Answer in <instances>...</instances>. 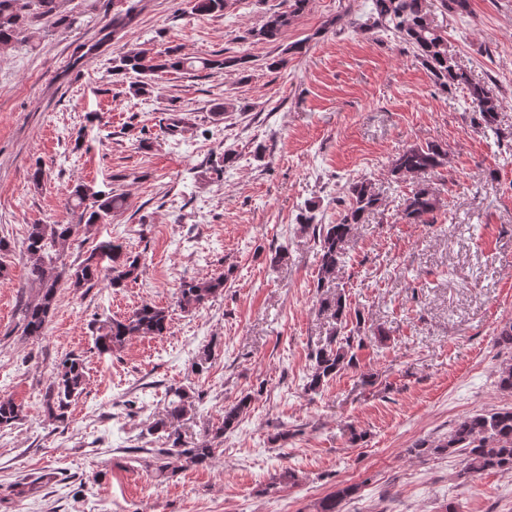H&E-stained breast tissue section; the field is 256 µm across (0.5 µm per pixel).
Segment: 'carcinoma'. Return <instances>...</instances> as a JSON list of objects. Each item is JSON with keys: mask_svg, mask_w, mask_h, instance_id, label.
I'll return each mask as SVG.
<instances>
[{"mask_svg": "<svg viewBox=\"0 0 512 512\" xmlns=\"http://www.w3.org/2000/svg\"><path fill=\"white\" fill-rule=\"evenodd\" d=\"M15 0H0V45H7L33 18L47 25H58L64 16L58 11L57 0H30L32 15L20 14ZM310 0H284V8L271 13L254 36L268 41L277 40L293 22L308 9ZM226 0H194L192 11L198 15H216L224 12ZM391 29L394 34L409 43L421 63L430 73L435 85L442 90L462 88L487 127L496 122V114L503 107L502 99L484 84L474 83L448 50V40L430 21L427 0H373V16L370 28ZM245 59L236 56L196 61L169 48L154 56L144 49L125 51L113 66V74L130 71L146 76L129 86L130 93L142 96L150 93V80L167 72L195 74L212 69L244 71ZM448 166V150L442 145H411L392 163L391 175L423 177ZM342 206L336 223L316 224L314 217L307 218L304 228L312 230L313 238L321 251V266L317 287L332 280L346 263L345 245L353 236L355 226L363 223L382 207V197L373 184L359 180L349 184L344 196L338 198ZM439 200L426 183H420L407 198L402 219L410 224H431ZM67 206L73 216L69 224H31L24 241L27 277L36 289V296L24 302L16 324L27 338H39L46 334L47 324L56 307L57 294L62 287L74 292L91 289L99 284L109 288H121L129 280H137L140 260L123 250V246L110 240L100 242L78 264H57L59 247L66 245L81 232L90 231L104 223L112 213L127 206V197L115 190L95 191L78 182L69 194ZM227 276L220 274L205 279L184 280L177 292L178 307L192 312L203 307L212 298L224 294ZM322 307L332 311L336 323L343 324L346 304L342 296L335 295L321 300ZM170 325L169 311L151 302H144L121 319L103 322L97 328L95 346L98 350L114 353L123 349L135 336H163ZM362 346L355 336H342L333 329L325 342L311 353L312 372L306 384L310 392L318 391L330 378L350 366L354 361L352 349ZM86 385L85 360L72 354L57 367L42 394V405L47 417L64 423L69 419L72 402L80 396ZM169 400L165 417L154 422L150 430L166 434L172 447L166 453L182 457L190 463L203 464L215 454L213 441L233 427L248 407L249 397L224 407L221 424L212 432L211 439L193 448L183 447L176 423L195 407V392L183 386L168 389ZM25 417L23 404L13 399H0V428L11 427ZM419 454H453L465 456L464 473L475 475L489 470H512V408L473 413L463 417L448 435L431 443L416 444ZM352 488H342L325 498L317 512H340L341 501L349 496Z\"/></svg>", "mask_w": 512, "mask_h": 512, "instance_id": "obj_1", "label": "carcinoma"}]
</instances>
